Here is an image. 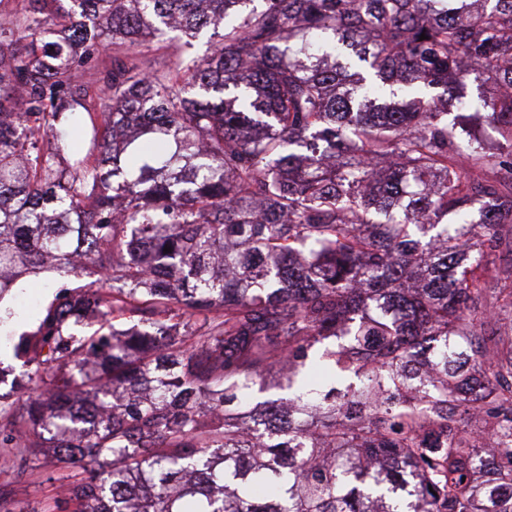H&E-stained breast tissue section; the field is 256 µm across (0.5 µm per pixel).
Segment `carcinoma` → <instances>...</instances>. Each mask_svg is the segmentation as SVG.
<instances>
[{
    "instance_id": "carcinoma-1",
    "label": "carcinoma",
    "mask_w": 512,
    "mask_h": 512,
    "mask_svg": "<svg viewBox=\"0 0 512 512\" xmlns=\"http://www.w3.org/2000/svg\"><path fill=\"white\" fill-rule=\"evenodd\" d=\"M248 2L0 8V299L62 278L0 444L69 469L46 512H512V150L448 119L512 0Z\"/></svg>"
}]
</instances>
